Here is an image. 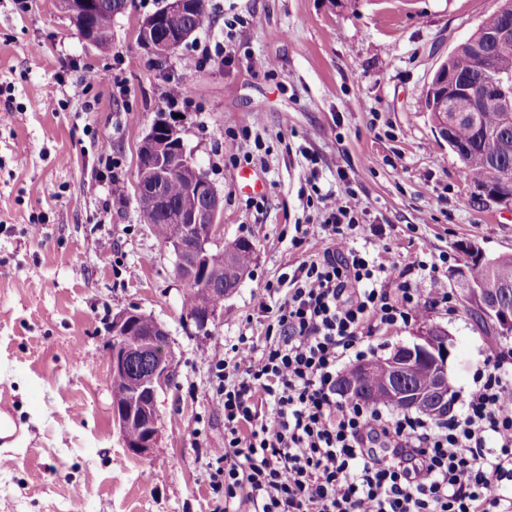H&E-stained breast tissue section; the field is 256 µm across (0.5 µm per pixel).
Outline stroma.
<instances>
[{
    "instance_id": "obj_1",
    "label": "stroma",
    "mask_w": 512,
    "mask_h": 512,
    "mask_svg": "<svg viewBox=\"0 0 512 512\" xmlns=\"http://www.w3.org/2000/svg\"><path fill=\"white\" fill-rule=\"evenodd\" d=\"M28 2L19 13L0 0V386L25 429L16 459L0 464V512H215L209 451L224 445V415L211 365L241 335L263 340L256 296L323 250L316 237L292 243L295 225L313 214L306 154L320 158L321 191L342 173L355 185L369 212L355 247L390 248L404 266L438 260L447 289L460 242L512 255V210L464 171L425 103L435 71L495 0H207L215 26L197 41L229 38L239 52L190 70L176 53L156 62L137 40L164 0H127L103 48L79 39L59 0ZM248 52L273 60L275 74H247ZM73 60L101 82L59 83ZM114 70L125 92L107 81ZM174 83L189 101L178 121L184 144L223 198L213 247L237 238L255 247L203 331L184 321L175 257L140 220L134 195L139 144ZM102 139L121 161L118 203L100 174ZM245 167L263 194L243 192ZM374 224L383 236L372 235ZM128 309L165 325L176 361L157 394L160 439L146 458L127 451L112 417L105 349L113 316ZM434 325L453 338L457 389L468 390L485 358L512 360V338L479 326L454 299L380 329L371 344L383 357Z\"/></svg>"
}]
</instances>
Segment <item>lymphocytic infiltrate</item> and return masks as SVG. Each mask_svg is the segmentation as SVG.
<instances>
[{
	"instance_id": "1",
	"label": "lymphocytic infiltrate",
	"mask_w": 512,
	"mask_h": 512,
	"mask_svg": "<svg viewBox=\"0 0 512 512\" xmlns=\"http://www.w3.org/2000/svg\"><path fill=\"white\" fill-rule=\"evenodd\" d=\"M316 223L295 225L293 244L320 236V259L267 282L255 301L264 344L239 337L214 365L224 445L210 482L224 512H512V366L486 359L447 417L391 412L336 398L343 364L371 355L375 330L410 324L448 291L436 265L387 287L399 262L350 243L368 211L347 177L318 196ZM288 297L274 303L280 288ZM239 459L228 467V456Z\"/></svg>"
}]
</instances>
